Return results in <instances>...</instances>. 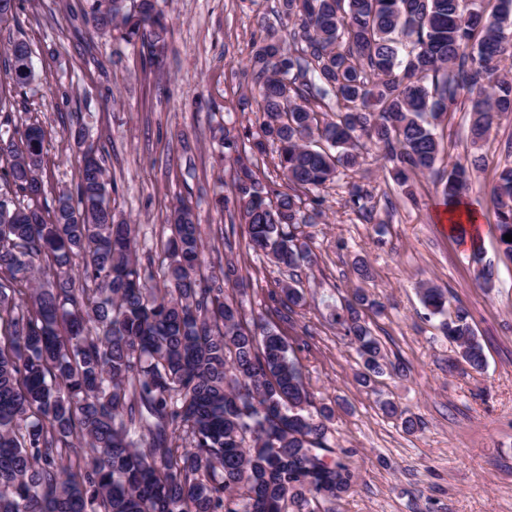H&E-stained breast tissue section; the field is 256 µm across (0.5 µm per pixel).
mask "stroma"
I'll list each match as a JSON object with an SVG mask.
<instances>
[{"label": "stroma", "instance_id": "stroma-1", "mask_svg": "<svg viewBox=\"0 0 512 512\" xmlns=\"http://www.w3.org/2000/svg\"><path fill=\"white\" fill-rule=\"evenodd\" d=\"M160 5L171 32L158 70L140 48L85 23L87 0H15L13 17L0 23V45L26 41L36 80L0 112V126L44 127L49 198L75 188L83 149L102 157L110 205L138 225V255L151 270L165 260L171 209L187 203L200 218L214 271L234 257L248 283L234 298L247 316L271 318L269 294L281 274L248 250L245 227H231L213 200L230 193L236 168L220 132L255 125L256 107L241 105L253 46L267 28L284 36L290 25L279 0ZM478 155L466 198L479 216L493 287L476 281L470 245L449 235L434 179L418 178L408 199L373 151L356 172L320 189L329 223L303 229L316 261L296 271L305 303L282 331L315 406L333 409L332 446L356 474L336 512H512V262L500 256L491 202L498 171L512 164V114L494 125ZM354 183L371 192L374 221L347 207ZM359 256L372 268L369 280L358 275ZM427 281L466 310L483 343V372L449 368L451 345L417 294ZM359 285L385 306L366 320L390 361L411 369L405 379L384 377L377 393L356 383L359 357L332 321ZM383 396L415 414L414 431L383 414Z\"/></svg>", "mask_w": 512, "mask_h": 512}]
</instances>
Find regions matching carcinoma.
<instances>
[{"label":"carcinoma","instance_id":"cac0c4a2","mask_svg":"<svg viewBox=\"0 0 512 512\" xmlns=\"http://www.w3.org/2000/svg\"><path fill=\"white\" fill-rule=\"evenodd\" d=\"M289 40L274 30L249 60L261 100L260 138L277 145L281 191L239 153L231 195L217 200L245 225L248 247L279 268L315 262L301 227L325 218L315 195L339 170L381 151L412 198L413 178L440 176L450 205L468 188L458 159L437 169L435 126L465 107L472 150L512 113V0H280ZM85 21L113 28L164 60L170 26L159 0H88ZM12 92L36 72L24 41L0 51ZM43 127L3 137L0 181V512H333L356 476L331 445L332 410L313 401L277 324L256 326L206 274L199 218L183 203L169 217L162 283L137 255L138 227L115 218L101 159L83 158L76 190L44 193ZM370 194L352 184L347 204L369 219ZM499 242L512 261V165L492 191ZM476 278L494 270L473 245ZM461 362L485 369L483 345L448 289L418 290ZM305 301L282 283L278 318ZM336 323L360 358L368 388L394 364L362 313L384 306L355 288ZM381 410L411 432L417 418L394 400Z\"/></svg>","mask_w":512,"mask_h":512}]
</instances>
